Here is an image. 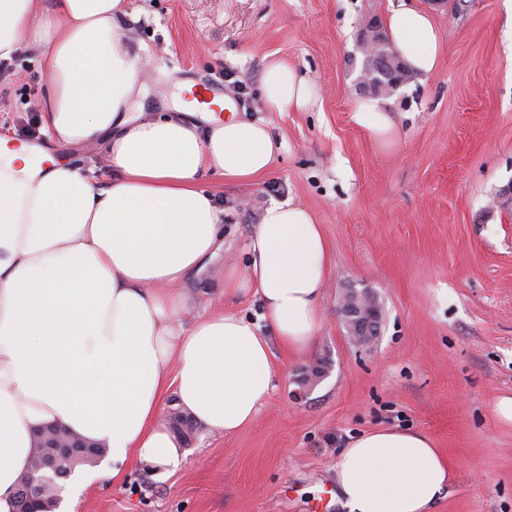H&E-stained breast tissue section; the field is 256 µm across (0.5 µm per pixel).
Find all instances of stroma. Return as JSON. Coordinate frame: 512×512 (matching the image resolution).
<instances>
[{"label":"stroma","instance_id":"35a3bbf8","mask_svg":"<svg viewBox=\"0 0 512 512\" xmlns=\"http://www.w3.org/2000/svg\"><path fill=\"white\" fill-rule=\"evenodd\" d=\"M401 6L430 10L441 63L381 107L395 124L376 143L352 118L359 97L364 19ZM507 0H127L118 25L147 77L151 112L180 80L209 85L235 116L263 121L282 142L254 184L211 177L224 210V247L182 290L197 310L261 321L251 295L228 297L224 266L246 245L271 202L310 208L329 246L320 328L306 352L276 351L275 389L255 421L224 436L195 426L187 455L162 475L142 466L118 483L63 498L77 512H341L336 457L378 427L421 431L453 468L432 512H512V428L493 404L512 395V210L494 208L512 183V15ZM282 58L315 86L305 112L266 111L261 75ZM0 77V137L29 138L47 96L40 53L20 47ZM350 288L373 293L380 331L353 344L337 306ZM322 365L324 376L302 377Z\"/></svg>","mask_w":512,"mask_h":512}]
</instances>
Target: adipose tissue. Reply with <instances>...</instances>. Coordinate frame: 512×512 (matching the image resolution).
Masks as SVG:
<instances>
[{
	"label": "adipose tissue",
	"instance_id": "obj_1",
	"mask_svg": "<svg viewBox=\"0 0 512 512\" xmlns=\"http://www.w3.org/2000/svg\"><path fill=\"white\" fill-rule=\"evenodd\" d=\"M125 0H0V58L24 44L50 76L42 132L52 154L0 138V512H15L33 432L52 423L104 444L106 470L84 485L120 482L132 465L160 473L183 458L162 410L167 393L210 432L253 422L273 390L272 342L307 350L320 327L328 243L305 206L272 202L247 244L246 268L224 269V293H250L272 337L244 316L195 312L180 288L224 239L214 175L254 181L279 147L259 121L219 120L223 97L192 110L134 115L143 71L116 25ZM389 42L415 74L439 65L426 11L393 9ZM267 111H305L312 85L283 61L261 79ZM102 149L95 178L63 151ZM344 512H431L448 492V457L424 433L376 428L336 459Z\"/></svg>",
	"mask_w": 512,
	"mask_h": 512
}]
</instances>
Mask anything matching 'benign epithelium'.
<instances>
[{
	"instance_id": "obj_1",
	"label": "benign epithelium",
	"mask_w": 512,
	"mask_h": 512,
	"mask_svg": "<svg viewBox=\"0 0 512 512\" xmlns=\"http://www.w3.org/2000/svg\"><path fill=\"white\" fill-rule=\"evenodd\" d=\"M384 37L386 34L381 24L375 19H370L361 27L359 46L365 52L371 53L374 51L375 44ZM377 65L388 71L397 86L411 78V74L404 69L400 55L395 51L386 59L377 62ZM339 311L351 339L358 345L370 344L371 340L368 336L375 332V327L380 322L377 301L363 292L349 289L341 298ZM33 448V472L27 481L17 487L16 491V499L22 503L20 512H39L33 504L43 503V496L53 493V489L43 483L40 476L41 470L55 467L57 461L63 457L69 459L78 453L89 452L85 447L74 445L57 428L39 431L34 437Z\"/></svg>"
}]
</instances>
